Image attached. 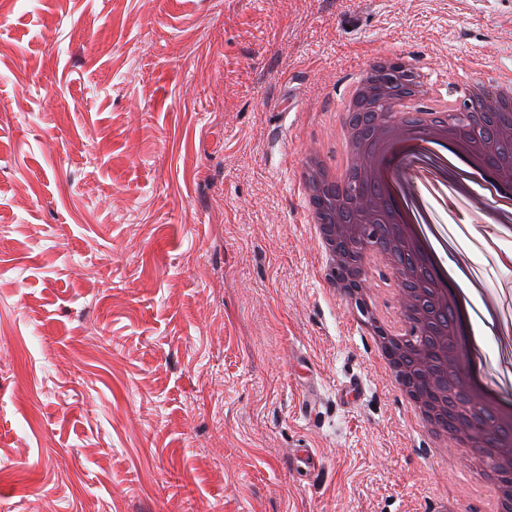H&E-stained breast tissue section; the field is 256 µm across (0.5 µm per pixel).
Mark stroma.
Wrapping results in <instances>:
<instances>
[{"instance_id": "35a3bbf8", "label": "stroma", "mask_w": 512, "mask_h": 512, "mask_svg": "<svg viewBox=\"0 0 512 512\" xmlns=\"http://www.w3.org/2000/svg\"><path fill=\"white\" fill-rule=\"evenodd\" d=\"M391 44L452 89L506 75L512 0H0V512H430L462 490L322 290L293 182L337 77ZM424 194L436 227L476 223ZM489 235L470 252L512 319V237Z\"/></svg>"}]
</instances>
